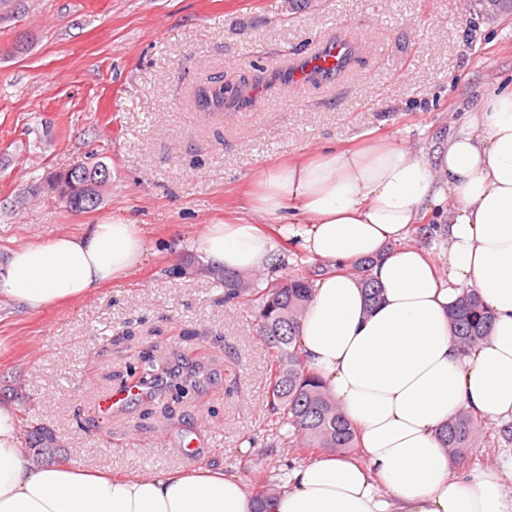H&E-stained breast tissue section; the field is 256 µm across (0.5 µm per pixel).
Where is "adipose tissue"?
<instances>
[{
	"label": "adipose tissue",
	"mask_w": 512,
	"mask_h": 512,
	"mask_svg": "<svg viewBox=\"0 0 512 512\" xmlns=\"http://www.w3.org/2000/svg\"><path fill=\"white\" fill-rule=\"evenodd\" d=\"M247 215L206 225L199 252L236 271L278 261L277 225L301 256L325 263L299 348L346 419L363 460L336 454L291 467L268 512H512L497 466H460L439 432L460 411L512 423V87L494 91L466 131L431 155L395 140L321 149L266 168ZM440 223V244L408 245L414 224ZM148 251L140 225L87 224L11 251L0 297L39 314L124 280ZM367 259L380 300L369 305L348 268ZM475 289L493 319L468 354L450 341L449 311ZM18 424L0 405V512H253L220 469L161 475L30 467Z\"/></svg>",
	"instance_id": "ef3b65f1"
}]
</instances>
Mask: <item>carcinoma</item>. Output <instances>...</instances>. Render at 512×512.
Returning a JSON list of instances; mask_svg holds the SVG:
<instances>
[{
  "label": "carcinoma",
  "mask_w": 512,
  "mask_h": 512,
  "mask_svg": "<svg viewBox=\"0 0 512 512\" xmlns=\"http://www.w3.org/2000/svg\"><path fill=\"white\" fill-rule=\"evenodd\" d=\"M97 169L81 167L76 171L50 174L28 187L27 193H50L72 212L96 209L103 194L96 192ZM369 262L359 261L352 273L361 281L368 300L374 302L380 290L368 277ZM204 271L224 285V297L235 299L245 293L258 301L260 338L273 351L275 372L269 377L267 404L275 413L288 417L290 447L312 454L318 449H350L358 447V436L336 403L328 396L320 379L304 363L297 335L302 313L312 292L309 276L274 279L266 287L248 285L233 271L207 266ZM451 339L466 354L490 336L492 318L484 310L477 292L463 291L449 312ZM481 432L478 419L467 411L459 412L439 433L441 445L452 457L463 459ZM260 491L253 497V512H265V503L275 496L270 483L258 478Z\"/></svg>",
  "instance_id": "obj_1"
}]
</instances>
